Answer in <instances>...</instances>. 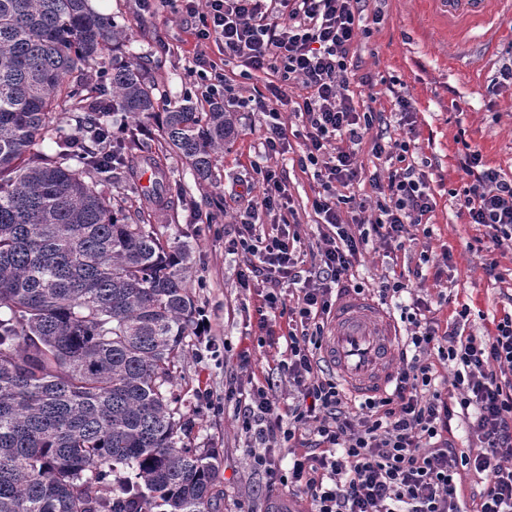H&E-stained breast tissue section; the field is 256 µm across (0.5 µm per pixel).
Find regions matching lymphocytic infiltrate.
Here are the masks:
<instances>
[{
  "label": "lymphocytic infiltrate",
  "mask_w": 512,
  "mask_h": 512,
  "mask_svg": "<svg viewBox=\"0 0 512 512\" xmlns=\"http://www.w3.org/2000/svg\"><path fill=\"white\" fill-rule=\"evenodd\" d=\"M195 21L196 38L224 44L225 54L244 59L256 70L271 67L303 92L300 114L308 127L301 167H313L323 188L312 207L331 230L323 234L317 263L294 304L279 288L298 278L295 241L288 233L264 237L260 213L287 206L285 183L274 171L257 167L262 191L238 225L230 249L246 255L241 287L255 278L269 286L266 308L287 319L288 359L282 365L299 393L289 422H281L273 387L252 385L239 403L238 424L249 441L255 469L288 484L310 504L309 512H463L455 477L465 470L486 484L472 500L471 512H512V314L494 334L466 335L468 306L457 309L446 327L428 317L429 305L416 299L402 306L410 333L402 343V366L385 396L358 403L339 377L327 372L319 354L336 302L335 286L351 271L377 236L400 243L408 227L428 223L436 206L426 171L409 164L408 142L374 138L376 159L396 161L387 178L372 175L379 215L370 232L352 234L342 207H356L352 196H338L334 185H352L363 166L355 148L377 118L352 106L342 81L355 29L362 20L361 0H161ZM466 183L458 205L469 223L485 228L494 243L512 240V179L485 167L478 150L464 148L459 161ZM455 363L456 400L436 388L430 354ZM474 416L471 429L478 451L456 448L448 438L456 411ZM296 443L306 450L288 471L275 466L272 451Z\"/></svg>",
  "instance_id": "f902f5d3"
}]
</instances>
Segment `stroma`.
<instances>
[{"label":"stroma","mask_w":512,"mask_h":512,"mask_svg":"<svg viewBox=\"0 0 512 512\" xmlns=\"http://www.w3.org/2000/svg\"><path fill=\"white\" fill-rule=\"evenodd\" d=\"M91 4L118 24L131 26L128 49L149 59L161 108L200 104L195 89L198 61L203 58L223 68L231 97L263 95L288 130L285 152L268 155L265 114L236 109L235 138L219 155L212 183L199 184L185 163L169 159L170 178L187 202L159 211L154 227L163 237L188 245L190 286L208 321L207 331L189 340L175 392L194 419L192 446L220 451L219 512H270L283 501L291 512H305L306 502L287 485L271 483L268 475L251 468L248 441L238 426L237 402L224 398L226 389L241 387L236 354L244 347L253 350L249 371L255 383H274L283 400L290 391L287 377L277 369L284 344L255 345L261 288H240L237 273L245 258L229 253L228 242L251 201L246 186L261 165L271 167L287 185L295 211L291 228L300 237L301 259L310 260L317 250L318 218L312 201L321 186L299 166L306 151V130L295 115L300 90L281 82L273 70L247 69L239 59L225 57L220 41L197 40L183 16L170 7L158 4L145 10L138 0ZM362 7L366 29L353 42L348 95L357 111L378 113L376 132L410 139L412 162L428 165L436 207L430 235L416 233L398 250L370 244L353 272L369 291L393 273L428 263L427 277L415 289L432 300L449 295L437 318L452 320L455 307L465 304L471 310L467 332L493 333L504 314H512V241L491 245L482 227L460 213L454 193L463 187L458 159L467 144L481 152L488 168L512 177V83H503L494 95L485 93L499 69L512 63V12L498 14L481 27L478 37L464 44L449 35L447 20L430 0H364ZM399 94L409 99L415 112L413 126L405 129L398 128L393 114ZM447 250L453 254L449 266L442 260ZM490 257L498 262L499 279L485 273Z\"/></svg>","instance_id":"35a3bbf8"}]
</instances>
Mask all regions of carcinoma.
Wrapping results in <instances>:
<instances>
[{"label":"carcinoma","instance_id":"carcinoma-1","mask_svg":"<svg viewBox=\"0 0 512 512\" xmlns=\"http://www.w3.org/2000/svg\"><path fill=\"white\" fill-rule=\"evenodd\" d=\"M131 36L90 0H0V512L220 500V453L185 442L174 392L200 317L189 249L158 235L151 205L171 193L172 153L213 180L234 119L217 101L157 111L149 64L119 55ZM115 109L132 124L112 130ZM58 112L76 113L79 140ZM151 121L156 143L139 136Z\"/></svg>","mask_w":512,"mask_h":512}]
</instances>
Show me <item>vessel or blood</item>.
<instances>
[{"label": "vessel or blood", "mask_w": 512, "mask_h": 512, "mask_svg": "<svg viewBox=\"0 0 512 512\" xmlns=\"http://www.w3.org/2000/svg\"><path fill=\"white\" fill-rule=\"evenodd\" d=\"M449 28L489 22L512 6V0H439ZM334 335L327 358L346 378L353 395L370 398L384 393L394 355L395 326L389 314L367 297H342L334 312Z\"/></svg>", "instance_id": "vessel-or-blood-1"}]
</instances>
